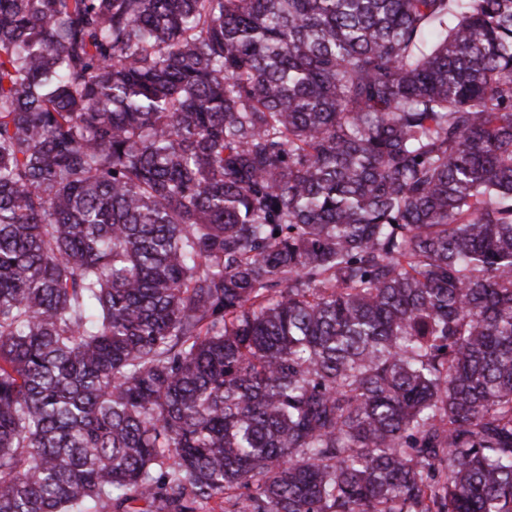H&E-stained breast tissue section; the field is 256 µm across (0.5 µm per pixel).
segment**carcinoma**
<instances>
[{"label": "carcinoma", "mask_w": 512, "mask_h": 512, "mask_svg": "<svg viewBox=\"0 0 512 512\" xmlns=\"http://www.w3.org/2000/svg\"><path fill=\"white\" fill-rule=\"evenodd\" d=\"M512 512V0H0V512Z\"/></svg>", "instance_id": "1"}]
</instances>
